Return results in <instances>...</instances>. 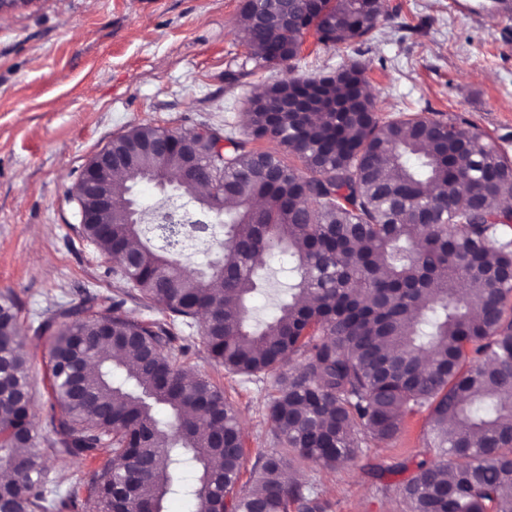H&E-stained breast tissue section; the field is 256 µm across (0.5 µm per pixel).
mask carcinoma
<instances>
[{"label": "carcinoma", "instance_id": "carcinoma-1", "mask_svg": "<svg viewBox=\"0 0 512 512\" xmlns=\"http://www.w3.org/2000/svg\"><path fill=\"white\" fill-rule=\"evenodd\" d=\"M398 16L388 0H243V41L260 67L289 65L303 33L326 46L371 35ZM462 117L420 113L380 121L363 69L285 77L267 87L224 136V155L195 132L202 160L158 157L174 132L140 125L112 139L126 182L112 211L82 237L112 266V293L84 289L39 321L60 412L37 432L26 339L16 302L0 299V512H62L51 464L110 458L94 472L97 512H164L179 496L191 512H326L312 487L284 480L301 463L326 469L369 442L393 439L404 417L427 412L429 457L401 489L405 512H512V160ZM279 142L284 153L258 143ZM295 158L301 166L290 163ZM147 178L173 182L207 205L224 186L223 271L206 274L144 237L128 201ZM288 270V300L263 324L251 319L257 258ZM135 301L168 315L139 320ZM235 375L269 376L266 409L275 448L238 490L245 449L238 411L190 354Z\"/></svg>", "mask_w": 512, "mask_h": 512}]
</instances>
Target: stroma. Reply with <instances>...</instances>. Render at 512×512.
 Returning a JSON list of instances; mask_svg holds the SVG:
<instances>
[{"label": "stroma", "instance_id": "35a3bbf8", "mask_svg": "<svg viewBox=\"0 0 512 512\" xmlns=\"http://www.w3.org/2000/svg\"><path fill=\"white\" fill-rule=\"evenodd\" d=\"M457 0H389L397 19L363 40L327 47L305 34L296 72L305 77L359 64L387 121L408 112L463 116L512 158V8L462 13ZM241 0H30L0 14V295L15 297L30 326L83 289L111 290L113 262L78 233L73 186L89 159L131 128L188 131L241 127L249 100L286 76L258 68L227 83L247 56ZM253 299L271 320L288 286L277 256ZM33 411L51 412L44 341L27 337ZM196 372L223 387L240 411L248 463L273 445L265 403L270 381L229 375L195 350ZM427 415L407 416L396 441L369 443L336 469L295 467L327 512H402L407 475L427 448Z\"/></svg>", "mask_w": 512, "mask_h": 512}]
</instances>
